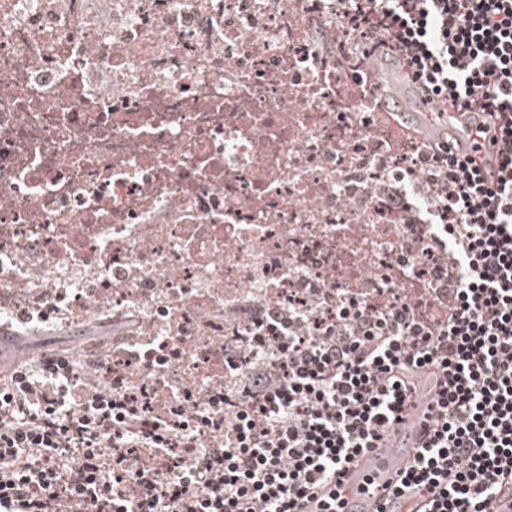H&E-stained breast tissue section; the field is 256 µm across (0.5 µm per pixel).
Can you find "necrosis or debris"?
Wrapping results in <instances>:
<instances>
[{"label": "necrosis or debris", "instance_id": "1", "mask_svg": "<svg viewBox=\"0 0 512 512\" xmlns=\"http://www.w3.org/2000/svg\"><path fill=\"white\" fill-rule=\"evenodd\" d=\"M299 2L0 0V316L158 324L164 289L221 341L325 276L337 225L385 227L332 152L385 130L337 109Z\"/></svg>", "mask_w": 512, "mask_h": 512}]
</instances>
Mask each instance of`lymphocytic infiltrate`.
I'll return each instance as SVG.
<instances>
[{"instance_id": "f902f5d3", "label": "lymphocytic infiltrate", "mask_w": 512, "mask_h": 512, "mask_svg": "<svg viewBox=\"0 0 512 512\" xmlns=\"http://www.w3.org/2000/svg\"><path fill=\"white\" fill-rule=\"evenodd\" d=\"M335 2V32L306 23L338 106L378 113L380 67L394 65L425 104L475 109L499 162L389 124L369 158L402 179L370 183L358 166L344 184L384 198L395 223L425 225L401 251L427 263L395 265L383 302L365 238L337 225L344 289L247 308L253 362L226 377L233 349L212 348V388L194 403L176 399L189 377L140 361L158 401L114 385L104 356L78 383L50 350L52 370H0V512H342L344 470L423 396L421 444L393 495L406 512H499L512 483V0Z\"/></svg>"}]
</instances>
